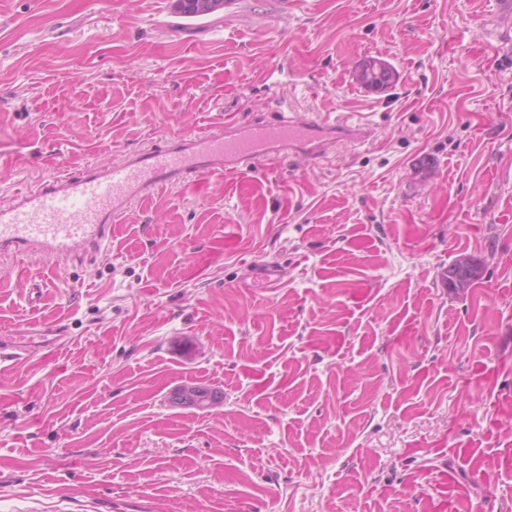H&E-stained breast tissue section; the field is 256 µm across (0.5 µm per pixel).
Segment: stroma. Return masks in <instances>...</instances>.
I'll list each match as a JSON object with an SVG mask.
<instances>
[{
	"instance_id": "1",
	"label": "stroma",
	"mask_w": 512,
	"mask_h": 512,
	"mask_svg": "<svg viewBox=\"0 0 512 512\" xmlns=\"http://www.w3.org/2000/svg\"><path fill=\"white\" fill-rule=\"evenodd\" d=\"M173 2L0 0V208L227 113L376 138L167 185L64 266L0 256V344L70 336L0 363V512H512V7ZM224 0H176L178 14L186 17H203L224 8ZM357 72L358 84L369 89H383L391 85L396 78L394 68L386 61L371 58L360 64ZM477 278L478 267L468 257L459 259L448 268L445 274L448 288L457 292H464L471 288ZM174 392H180V394H185L194 398L198 409L203 411H210L218 407L220 405L221 399H224L223 392L220 390L212 388L210 395L209 392L205 389V386L198 384L183 385ZM214 398H217L220 401ZM195 401L191 398L188 399L185 396H174L170 402L177 406L196 409Z\"/></svg>"
}]
</instances>
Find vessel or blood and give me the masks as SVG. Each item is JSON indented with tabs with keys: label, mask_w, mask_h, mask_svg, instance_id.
I'll use <instances>...</instances> for the list:
<instances>
[{
	"label": "vessel or blood",
	"mask_w": 512,
	"mask_h": 512,
	"mask_svg": "<svg viewBox=\"0 0 512 512\" xmlns=\"http://www.w3.org/2000/svg\"><path fill=\"white\" fill-rule=\"evenodd\" d=\"M372 135L363 124L295 116L242 124L228 114L206 134L188 133L167 147L136 152L121 165L60 177L17 197L0 209V253L38 250L63 265L99 250L132 201L165 185L235 174L286 154L320 160L340 142L362 143Z\"/></svg>",
	"instance_id": "vessel-or-blood-1"
}]
</instances>
